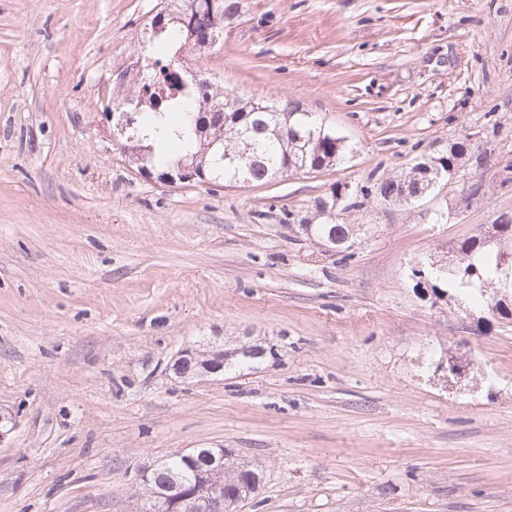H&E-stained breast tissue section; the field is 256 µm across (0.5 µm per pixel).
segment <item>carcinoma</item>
<instances>
[{
    "label": "carcinoma",
    "mask_w": 512,
    "mask_h": 512,
    "mask_svg": "<svg viewBox=\"0 0 512 512\" xmlns=\"http://www.w3.org/2000/svg\"><path fill=\"white\" fill-rule=\"evenodd\" d=\"M240 15V0H161L147 23L142 48L146 61L134 70L133 90L112 98V107L131 117L118 148L138 170L171 171L194 163L208 180L245 184L290 171L320 170L342 159L336 134L300 106L286 100L245 99L205 78H187L181 59L189 38L218 40L224 23ZM477 151L466 139L455 142L442 164L457 171L464 160L478 162ZM334 197L316 200V222L305 225L310 235L327 242L348 236L332 212ZM497 232L493 224L461 241L458 265L439 267L435 275L452 282L463 300L507 316L509 309L498 308L488 293L512 270V258L485 244ZM206 452L197 449L192 465L180 455L169 458L166 466L149 475V490L171 488L210 470ZM257 475L258 468L245 462L212 473L214 484L224 487V512H236L234 498L249 490Z\"/></svg>",
    "instance_id": "carcinoma-1"
}]
</instances>
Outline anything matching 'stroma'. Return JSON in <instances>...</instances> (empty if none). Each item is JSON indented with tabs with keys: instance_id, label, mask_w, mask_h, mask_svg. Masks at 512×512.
I'll return each instance as SVG.
<instances>
[{
	"instance_id": "35a3bbf8",
	"label": "stroma",
	"mask_w": 512,
	"mask_h": 512,
	"mask_svg": "<svg viewBox=\"0 0 512 512\" xmlns=\"http://www.w3.org/2000/svg\"><path fill=\"white\" fill-rule=\"evenodd\" d=\"M158 2L0 0V512H138L187 448L258 465L244 512H512V318L412 277L512 214V0H245L188 66L349 151L223 186L113 147L100 102ZM473 135L481 168L340 211L344 251L305 231L316 199ZM242 343L265 356L172 370ZM212 358L198 360L192 350H185L175 361L173 370L181 377L192 374L207 375L224 371V352L213 353ZM197 361V362H196ZM196 364V365H195ZM195 365V366H194ZM198 369V370H197Z\"/></svg>"
}]
</instances>
